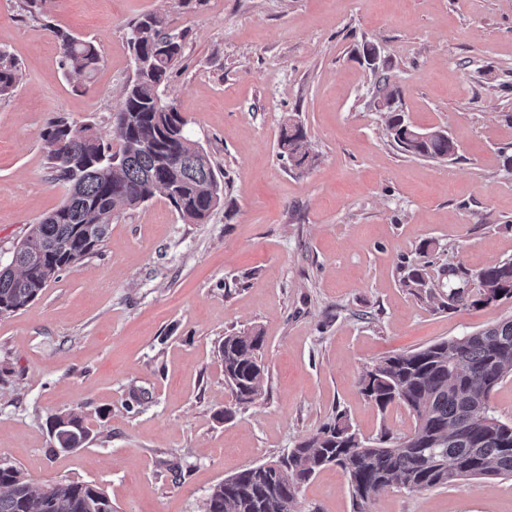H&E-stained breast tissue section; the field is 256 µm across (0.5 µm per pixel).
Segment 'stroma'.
I'll list each match as a JSON object with an SVG mask.
<instances>
[{
	"label": "stroma",
	"mask_w": 512,
	"mask_h": 512,
	"mask_svg": "<svg viewBox=\"0 0 512 512\" xmlns=\"http://www.w3.org/2000/svg\"><path fill=\"white\" fill-rule=\"evenodd\" d=\"M162 14L187 31L167 93L221 186L207 221L163 194L114 213L97 253L0 316V464L35 486L87 482L114 512H204L211 488L287 454L336 414L367 439L409 433L361 373L387 355L512 319V299L443 309L448 279L512 259V0H0V49L21 80L0 97V262L65 199L44 150L51 118L94 124L134 76L131 24ZM93 41L90 79L64 72L53 29ZM389 59L414 126L441 127L452 160L415 158L386 134L364 43ZM303 125L309 164L280 157ZM427 250L433 295L405 287ZM258 330L263 395L237 405L218 347ZM233 409L225 418V409ZM90 429L54 448L56 415ZM301 512H353L346 475L320 471ZM370 512H512V478L379 492Z\"/></svg>",
	"instance_id": "35a3bbf8"
}]
</instances>
